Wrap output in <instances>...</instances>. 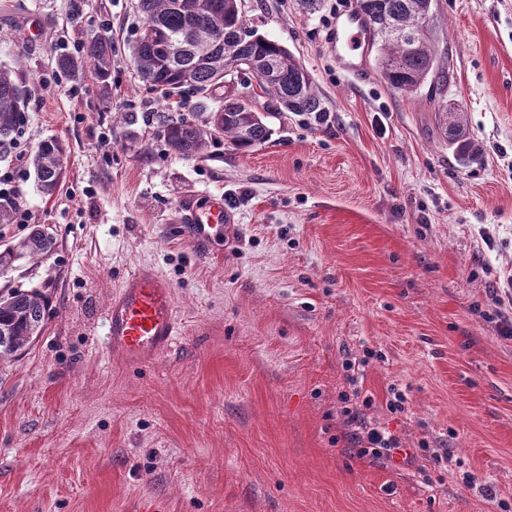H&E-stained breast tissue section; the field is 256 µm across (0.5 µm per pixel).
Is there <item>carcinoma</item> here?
<instances>
[{"instance_id": "cac0c4a2", "label": "carcinoma", "mask_w": 512, "mask_h": 512, "mask_svg": "<svg viewBox=\"0 0 512 512\" xmlns=\"http://www.w3.org/2000/svg\"><path fill=\"white\" fill-rule=\"evenodd\" d=\"M367 16L390 30L376 43L379 69L393 89L411 94L434 71L431 43L420 38V27L432 16V0H356ZM242 0H138L144 16L132 47V61L140 79L166 96L186 93L211 94L224 87V69L229 62L248 74L264 71L259 84L275 104V112L318 116L322 101L302 65L284 47L245 26ZM157 29L156 37L146 27ZM112 42L92 36L78 57L58 58L67 73L89 68L108 88L111 76ZM26 91L17 72L0 68V150L10 147L26 115ZM439 122L458 163L470 166L480 147L465 129L464 115L455 106L439 105ZM161 134L169 150L184 158L203 157L213 139L236 147L261 144L270 129L258 112L243 104L235 93L210 111L203 125L190 122L166 124ZM64 146L55 139L43 142L30 166L37 190L51 196L64 173ZM55 248L53 235L36 225L18 243L0 251V272L15 267L21 258L38 259ZM48 316V298L39 290L16 289L0 296V360L20 356L42 334Z\"/></svg>"}]
</instances>
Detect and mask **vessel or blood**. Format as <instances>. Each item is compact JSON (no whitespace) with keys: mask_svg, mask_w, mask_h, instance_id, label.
I'll return each mask as SVG.
<instances>
[{"mask_svg":"<svg viewBox=\"0 0 512 512\" xmlns=\"http://www.w3.org/2000/svg\"><path fill=\"white\" fill-rule=\"evenodd\" d=\"M336 60L348 73L362 70L367 45L366 26L355 10L340 14L330 30ZM223 198H214L207 216L186 220L190 236L201 238L211 223L230 222ZM103 350L128 365H145L172 350L181 334V317L174 287L162 273L139 267L127 274L104 310Z\"/></svg>","mask_w":512,"mask_h":512,"instance_id":"obj_1","label":"vessel or blood"}]
</instances>
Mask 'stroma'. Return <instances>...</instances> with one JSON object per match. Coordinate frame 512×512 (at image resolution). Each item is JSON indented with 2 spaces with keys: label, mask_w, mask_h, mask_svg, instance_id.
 Here are the masks:
<instances>
[{
  "label": "stroma",
  "mask_w": 512,
  "mask_h": 512,
  "mask_svg": "<svg viewBox=\"0 0 512 512\" xmlns=\"http://www.w3.org/2000/svg\"><path fill=\"white\" fill-rule=\"evenodd\" d=\"M349 2L243 0L247 27L300 61L327 119L271 114L264 143L219 138L185 160L162 125L202 121L218 98L199 109L139 80L137 0H0V66L27 86L0 174L23 171L13 196L29 214L0 224V249L34 224L57 239L0 274V292L49 298L43 333L0 362V512L512 506V0H434L440 74L411 94L386 84L375 52L362 76L341 70L326 33ZM94 35L112 40L106 90L56 65ZM441 100L462 110L480 163L456 161ZM50 139L65 176L45 197L29 169ZM215 195L232 221L195 241L184 214ZM138 266L171 280L184 332L130 367L99 348L103 307ZM367 348L353 386L371 399L367 422L413 449L409 465L358 457L341 414L344 365ZM442 448L452 463L424 484Z\"/></svg>",
  "instance_id": "stroma-1"
}]
</instances>
